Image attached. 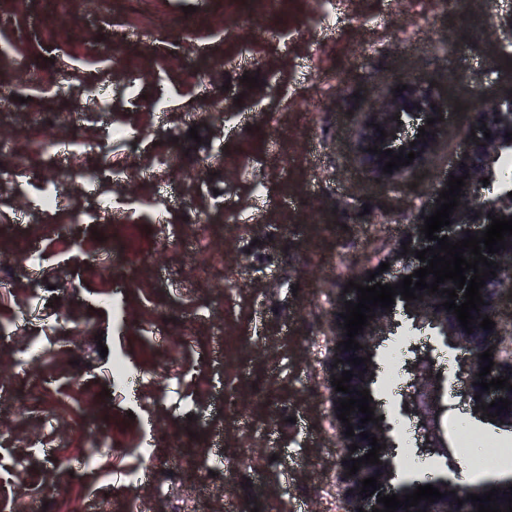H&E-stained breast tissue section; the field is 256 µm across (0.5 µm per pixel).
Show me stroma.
Masks as SVG:
<instances>
[{
  "label": "stroma",
  "instance_id": "stroma-1",
  "mask_svg": "<svg viewBox=\"0 0 512 512\" xmlns=\"http://www.w3.org/2000/svg\"><path fill=\"white\" fill-rule=\"evenodd\" d=\"M324 2L266 15L252 0H0V46L29 76L0 66V163L23 152L41 169L39 119L94 145L58 155L59 171L106 157L127 170L118 185L70 183L49 216L41 183L0 182V323L31 289L46 300L0 338V512H342L325 373L336 303L399 249L475 114L512 89V49L494 36L512 0L445 14L332 0L330 25ZM96 79L111 85L101 101L85 93ZM414 80L447 100L448 127L386 184L356 134L373 101ZM103 195L136 206L107 218ZM23 247L44 253L38 274ZM116 357L137 361L136 396L112 391ZM116 470L135 481L114 488Z\"/></svg>",
  "mask_w": 512,
  "mask_h": 512
}]
</instances>
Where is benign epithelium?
Masks as SVG:
<instances>
[{
  "instance_id": "1",
  "label": "benign epithelium",
  "mask_w": 512,
  "mask_h": 512,
  "mask_svg": "<svg viewBox=\"0 0 512 512\" xmlns=\"http://www.w3.org/2000/svg\"><path fill=\"white\" fill-rule=\"evenodd\" d=\"M434 118L433 125H427V119ZM448 120V104L441 98L434 88L423 82L407 84L403 92L395 90L380 102L371 107L365 114L362 131L360 133L361 157L367 168L378 178L394 182L405 176L410 170L417 166L430 152L440 144L442 130ZM387 132L382 138L377 132L375 125ZM425 128L427 135L420 139L417 137L420 128ZM473 130L475 135L469 138L467 149L460 154L449 174L456 177L470 174L465 179V186L462 187L461 197L458 198L459 205L450 216V225L441 228L437 236L444 235L455 242L467 233L482 235L486 226L492 223L487 218L491 213L495 217L512 216V184L504 183L500 179L498 164L500 160L512 153V139L506 137V133L512 132V89L495 101L491 107L476 113ZM491 131L490 138L484 137V131ZM415 146H410V143ZM384 151L393 150V154H408L413 151L416 158L413 162L392 170V173L383 172V166L390 161V157H382L379 154L369 152L372 147ZM489 179L488 185H483L482 179ZM424 222L409 225L407 240L408 254L400 255L399 265L389 269L375 277L372 281L364 282L366 286L376 283L398 284L407 276L419 268L428 265V262L415 258V251L423 250L429 246L437 247L438 241L428 240L425 234L421 233ZM507 247L497 253L490 254L482 250V255L489 260L499 264L496 269V276H490L485 281V286L480 289L485 305L480 311H471V314L479 313L487 315L495 322L491 330H484L479 324L473 325V333L469 334L457 321V315L445 310L442 303L448 300V295L439 292L431 294L425 290L415 291L422 299L405 300L401 295L394 296L395 304L391 310L378 307L373 309L375 317L368 321L362 333L355 337L361 345L359 350L345 351L341 348L336 350V358L340 363L332 368V375L342 376V372L350 370L353 372L352 379L348 382L350 390H373L375 384L378 363L376 360V347L380 339L391 333L396 326L395 316L397 309L404 310L407 316L416 322L429 327L435 331L439 341L448 348L462 353L460 361L465 369L457 375L458 380L464 385V398L468 401L472 414L487 416L493 413L496 408L483 411L479 408L481 404H490L492 401L503 397L512 401V390L490 389L482 390L478 386L481 379L478 373L485 362L480 360L479 354L487 349H492L494 366L490 374L485 376L486 381L496 377L508 378V384L512 385V311L503 315L498 310V300L504 290L512 288V236L505 237ZM371 356V361L361 365H352L348 359L355 357ZM438 371L434 368L433 361L429 355L423 354L417 357L413 367V379L410 383V393L407 397L412 399L413 406L419 417V427L423 443L421 447L427 453L441 459L444 462L448 475L429 482L420 481L414 478H399L396 464V444L392 435V427L387 420L377 423L368 422L361 424L360 419L364 414L353 411L348 415L350 425L354 427V436L348 437L345 434L346 425L339 424L340 448L343 458L351 462L369 452L372 448L370 441L359 436V433L366 430L369 436L375 437L383 448L378 453L380 463L364 464L354 475H349L350 467L343 465L339 475V490L346 503V512H372V509H384V504L377 502L378 494H396L399 499L413 493L419 485L431 484L438 488L445 497L433 503L426 501L409 509L399 508L397 512H416L421 509L423 512H477L478 503L468 500V495H483L493 488L499 490L497 498L498 507L503 509L508 502L506 498H512V491L508 486L500 483L489 482L479 484L471 489H466L457 481L460 467L455 451L448 446V434L444 428L443 416L447 407L443 405V397L447 394L445 378L437 377ZM481 395L476 400L474 396ZM356 444L358 449L350 451V446ZM378 476L381 486L377 487V493L370 497L361 498L360 491L362 480L368 477ZM463 500V505H458L456 500Z\"/></svg>"
}]
</instances>
